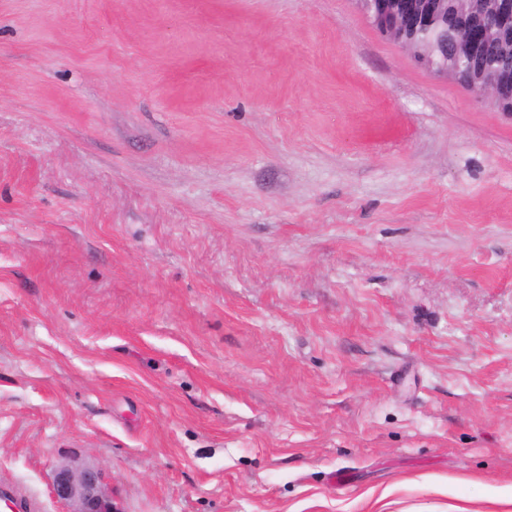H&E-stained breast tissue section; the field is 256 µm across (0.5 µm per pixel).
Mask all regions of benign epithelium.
<instances>
[{"instance_id": "7a95c632", "label": "benign epithelium", "mask_w": 512, "mask_h": 512, "mask_svg": "<svg viewBox=\"0 0 512 512\" xmlns=\"http://www.w3.org/2000/svg\"><path fill=\"white\" fill-rule=\"evenodd\" d=\"M362 2L369 4L367 14L381 32L418 55L422 61L432 63L428 53L413 48L415 30L393 23V18L403 11V0ZM495 35L512 36V0H505L498 11L475 14L465 38L451 42L449 52L471 63V90L480 97L490 95L493 104L511 113L512 76L504 77L494 67L481 62L484 43ZM52 491L58 501L70 505L69 512H116L103 469L78 457L55 467Z\"/></svg>"}]
</instances>
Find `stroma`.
I'll use <instances>...</instances> for the list:
<instances>
[{
    "label": "stroma",
    "mask_w": 512,
    "mask_h": 512,
    "mask_svg": "<svg viewBox=\"0 0 512 512\" xmlns=\"http://www.w3.org/2000/svg\"><path fill=\"white\" fill-rule=\"evenodd\" d=\"M512 512V115L359 0H0V483L66 512ZM404 0H360V2L368 3L367 14L372 19L376 27L393 39L403 48L412 51L418 55L422 61L433 68L430 55L420 49H414L412 45L415 43V29L406 26H397L393 23V18L403 11ZM52 491L70 505L68 512H116L103 469L78 457L55 467Z\"/></svg>",
    "instance_id": "stroma-1"
}]
</instances>
